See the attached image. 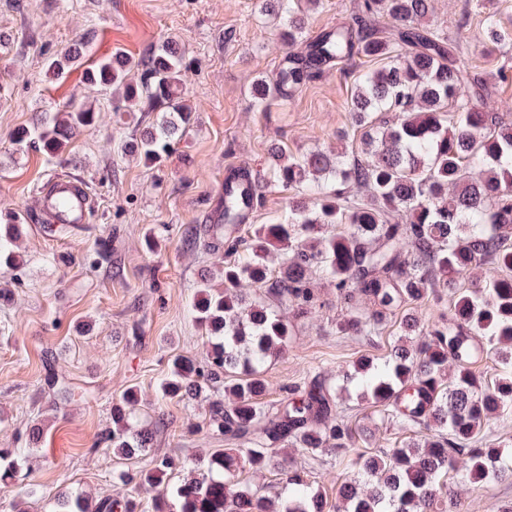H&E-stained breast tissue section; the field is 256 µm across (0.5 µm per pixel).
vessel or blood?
Here are the masks:
<instances>
[{
    "label": "vessel or blood",
    "mask_w": 512,
    "mask_h": 512,
    "mask_svg": "<svg viewBox=\"0 0 512 512\" xmlns=\"http://www.w3.org/2000/svg\"><path fill=\"white\" fill-rule=\"evenodd\" d=\"M93 205L94 199L82 180L58 172L43 185L36 209L50 224H83Z\"/></svg>",
    "instance_id": "1"
}]
</instances>
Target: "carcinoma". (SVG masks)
Returning a JSON list of instances; mask_svg holds the SVG:
<instances>
[{"label": "carcinoma", "mask_w": 512, "mask_h": 512, "mask_svg": "<svg viewBox=\"0 0 512 512\" xmlns=\"http://www.w3.org/2000/svg\"><path fill=\"white\" fill-rule=\"evenodd\" d=\"M319 6L320 0H261V14L273 19L290 51L275 79L255 80L252 98L264 110L291 98L331 64L356 55L386 61L359 75L351 98L352 124L364 129L365 157L350 163L344 155L294 157L274 149L267 183L301 190L284 222L262 225L250 240L239 235L238 208L250 199L234 186L248 178L240 172L224 180L220 222L203 236L190 232L193 249L223 253L224 290H214L208 278L199 284L193 311L205 328L208 352L202 361L174 357L162 397L188 405L209 399V426L234 447L183 464L190 475L171 483L177 464L153 452V430L135 411L136 392L128 389L112 404V430L100 442L122 459L149 458L142 468L120 471L116 483L149 492L154 512H324L304 470L286 471L284 498L240 480L245 471L272 467L282 444L315 455L346 449L355 438L334 390L318 377L301 393L288 391L274 412L263 402L269 391L264 369L292 335L279 307L286 304L299 316L316 306L314 273L345 307L336 322L342 334L378 330L387 313L423 300L436 273L455 289L448 314L426 324L405 318L403 329L420 336L419 346L399 345L382 362L362 356L346 375L387 416L430 435L390 454L359 457L357 474L338 489L341 512H438L447 495L443 478L458 456L469 462L465 481L512 478L501 449L477 444L484 421L512 406V125L488 110L492 86L427 24L431 0H362L357 26L330 27L310 39L305 13ZM485 35L498 43L508 33L489 15ZM296 45L304 51H291ZM80 58L77 48L60 52L48 69L62 75ZM183 59L168 43L144 61L116 56L84 71L85 83L112 91L113 111L137 106L161 114L154 129L124 144V151L150 165L171 155L174 140L192 122ZM381 112H396L400 120L379 121ZM94 120L92 108L71 103L39 126L17 130L13 141L59 157ZM355 187L366 189V197L353 193ZM23 230L20 214L0 212V259L8 264ZM273 247L283 255L276 272L268 265ZM473 272L475 285L455 286ZM243 279L261 295L238 291ZM360 297L375 310L360 311ZM484 350L503 368L492 385L471 370ZM450 361L456 371L445 386ZM48 386L56 401L72 396L55 375ZM138 509L136 500L119 493L95 501L74 493L61 501V512Z\"/></svg>", "instance_id": "obj_1"}]
</instances>
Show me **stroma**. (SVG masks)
<instances>
[{
	"instance_id": "stroma-1",
	"label": "stroma",
	"mask_w": 512,
	"mask_h": 512,
	"mask_svg": "<svg viewBox=\"0 0 512 512\" xmlns=\"http://www.w3.org/2000/svg\"><path fill=\"white\" fill-rule=\"evenodd\" d=\"M488 11L512 33V0H433L428 22L468 58L475 75L493 84L489 107L512 124V40L485 41ZM80 39L87 42L80 67L60 77L47 71L48 57ZM169 39L184 53L194 123L164 166L153 168L120 146L155 124L156 113L113 111L110 93L87 85L82 71L114 54L147 58ZM284 53L257 0H0V211L33 214L39 187L59 169L83 179L96 201L81 229L49 234L31 225L17 242L18 266L0 268V288L12 293L0 304V448L20 449L24 458L16 480L0 486V512H14L17 492L28 483L40 491L29 512H58L62 491L115 495V473L140 462L119 459L95 441L111 427L112 403L129 387L154 428L158 455L180 465L224 448L223 436L208 425L207 402L187 408L158 393L172 355L205 357V331L192 302L202 275L221 282L219 257L186 249L184 233L204 225L229 172L241 168L263 180L272 147L290 156L311 150L363 156L348 104L357 76L374 69V61L331 66L292 99L258 110L253 81L274 76ZM72 102L93 106L97 118L71 139L64 161L13 144L14 130L36 126ZM294 195L264 189L242 234L280 222ZM150 231L156 244L149 250L143 236ZM102 237L112 240L108 262L95 252ZM312 286L320 304L294 321L286 349L267 364L265 402L276 408L283 389L305 387L318 373L334 383L356 429L354 443L315 459L292 449L288 458L309 471L325 512H336L352 460L402 447L414 433L384 419L341 375L360 357L390 353L401 335L400 313L388 315L375 335L340 336L336 321L344 307L326 280L313 277ZM51 373L68 384L71 400L53 403ZM35 424L42 435L33 441ZM467 465L459 458L457 473L446 479L459 512L512 505V481H461Z\"/></svg>"
}]
</instances>
